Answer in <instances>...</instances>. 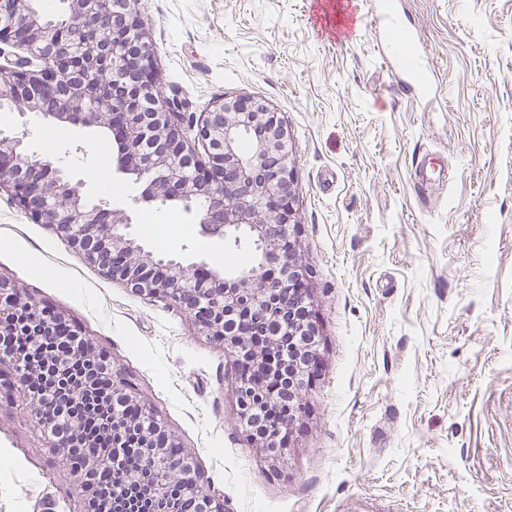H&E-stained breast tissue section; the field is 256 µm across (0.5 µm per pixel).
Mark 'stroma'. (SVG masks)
<instances>
[{
    "label": "stroma",
    "mask_w": 512,
    "mask_h": 512,
    "mask_svg": "<svg viewBox=\"0 0 512 512\" xmlns=\"http://www.w3.org/2000/svg\"><path fill=\"white\" fill-rule=\"evenodd\" d=\"M424 55L406 92L368 22L331 0H138L186 121L224 96L280 112L320 366L278 461L249 447L235 363L189 318L102 276L0 190V279L103 346L226 512H512V0H387ZM0 128L133 218L154 256L238 266L250 241L90 182L98 127L9 111ZM157 226H150V219ZM0 512H83L33 412L0 390ZM384 59L392 68V72L399 81L416 97H426L428 93L429 80L427 77L426 63L421 59L412 69H406L401 65L399 54L395 49L394 41L386 44Z\"/></svg>",
    "instance_id": "stroma-1"
}]
</instances>
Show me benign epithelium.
<instances>
[{"label": "benign epithelium", "instance_id": "1", "mask_svg": "<svg viewBox=\"0 0 512 512\" xmlns=\"http://www.w3.org/2000/svg\"><path fill=\"white\" fill-rule=\"evenodd\" d=\"M138 0H67V17L55 22L42 16L34 0H0V99L21 111L40 112L56 122L91 126L103 117L118 145V169L135 177L140 199L153 205L170 204L194 214L202 233L253 240L257 262L232 276L204 263L154 258L126 229L130 216L109 204L88 205L81 184L72 182L51 163L28 154L24 137L0 132V189L6 187L18 204L39 224L78 250L106 277L149 299L167 301L186 314L201 336L224 344L235 357L234 394L252 447L274 460V442L281 434L257 435L247 421L251 400H260L259 382L267 365L265 353L247 356L242 337L268 335L267 317L288 328V337L317 336L307 302V274L291 240L296 223L294 179L290 167L288 131L279 113L248 97L221 99L203 113L198 139L207 147L202 159L183 129V113L166 98L157 81L152 49L146 41L145 22ZM120 76L88 89L89 75L107 62ZM245 312L253 316L246 329H224V321ZM75 336L60 313L41 308L0 280V368L11 376L25 405L43 427L58 398L77 402L86 389L63 381L54 391L34 393L36 380H46L39 366L19 358L11 336ZM71 356L94 362L105 349L83 338L71 344ZM287 363L288 421L290 428L302 417L301 391L318 364L311 342L296 349ZM112 399L120 401L112 422L133 418L150 423L146 437V474L158 493L173 480L198 504V512H224V500L198 475L192 458L171 449L179 442L155 418L147 401L121 373L110 371ZM77 427L49 439L60 462L76 478L86 500L85 512H119L125 486L112 488V497L97 498L96 475L110 471L125 448L115 442L93 450H74Z\"/></svg>", "mask_w": 512, "mask_h": 512}]
</instances>
